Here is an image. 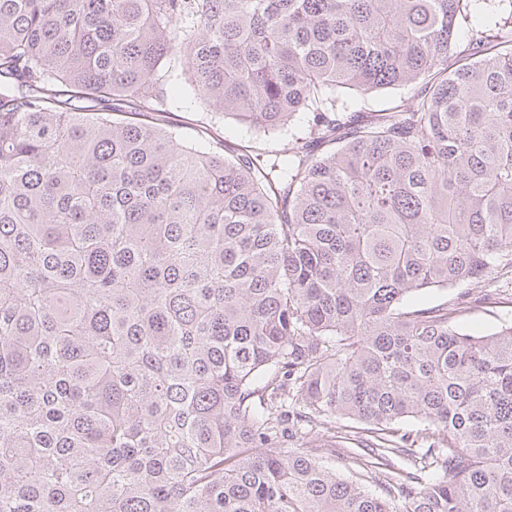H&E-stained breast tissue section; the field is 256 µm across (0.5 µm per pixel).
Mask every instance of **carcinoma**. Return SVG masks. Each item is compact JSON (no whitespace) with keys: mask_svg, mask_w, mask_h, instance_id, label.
Masks as SVG:
<instances>
[{"mask_svg":"<svg viewBox=\"0 0 512 512\" xmlns=\"http://www.w3.org/2000/svg\"><path fill=\"white\" fill-rule=\"evenodd\" d=\"M470 2L0 0V512H512V322L404 307L512 269V20L450 69ZM171 59L276 147L154 124ZM413 93V89L402 88L367 95L353 93L352 97L356 102V109L364 115L370 116L388 107L410 104Z\"/></svg>","mask_w":512,"mask_h":512,"instance_id":"1","label":"carcinoma"}]
</instances>
